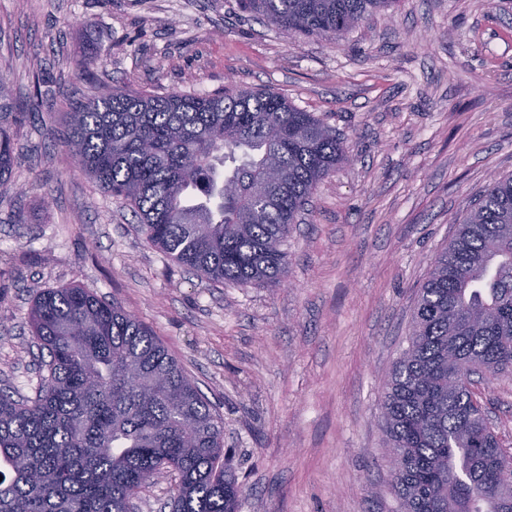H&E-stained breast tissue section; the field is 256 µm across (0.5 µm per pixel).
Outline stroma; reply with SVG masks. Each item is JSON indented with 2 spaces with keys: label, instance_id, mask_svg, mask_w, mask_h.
Segmentation results:
<instances>
[{
  "label": "stroma",
  "instance_id": "35a3bbf8",
  "mask_svg": "<svg viewBox=\"0 0 512 512\" xmlns=\"http://www.w3.org/2000/svg\"><path fill=\"white\" fill-rule=\"evenodd\" d=\"M0 74L42 92L0 195V388L35 395L31 300L79 284L150 326L223 418L238 512H397L379 404L431 261L512 175V0H398L333 38L239 0H0ZM115 87L271 90L341 135L350 159L292 226L285 281L197 277L75 165L67 112ZM477 392L512 452V376Z\"/></svg>",
  "mask_w": 512,
  "mask_h": 512
}]
</instances>
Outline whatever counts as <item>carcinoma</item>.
<instances>
[{"label": "carcinoma", "mask_w": 512, "mask_h": 512, "mask_svg": "<svg viewBox=\"0 0 512 512\" xmlns=\"http://www.w3.org/2000/svg\"><path fill=\"white\" fill-rule=\"evenodd\" d=\"M265 23L335 37L396 0H240ZM32 108L0 75V187ZM66 147L123 198L146 241L212 283L288 273L283 243L319 183L347 160L321 118L270 91L129 94L69 112ZM47 351L36 397L0 389V512H126L164 471L171 512H236L224 421L154 333L80 284L42 288L29 312ZM512 372V176L480 192L433 260L408 347L381 403L399 512H512V454L472 377Z\"/></svg>", "instance_id": "cac0c4a2"}]
</instances>
